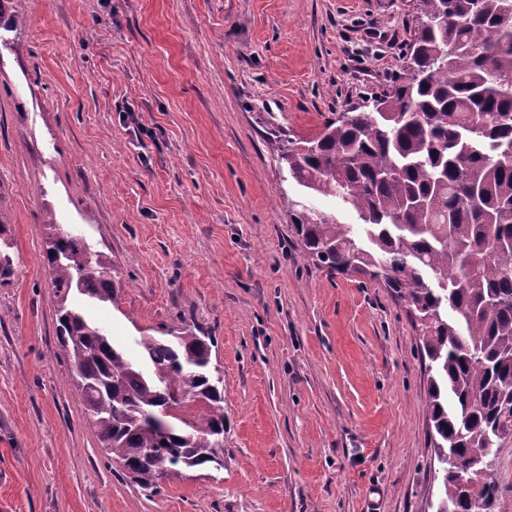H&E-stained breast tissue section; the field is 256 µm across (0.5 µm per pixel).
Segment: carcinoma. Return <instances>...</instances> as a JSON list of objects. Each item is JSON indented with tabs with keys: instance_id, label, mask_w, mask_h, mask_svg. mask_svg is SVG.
I'll return each mask as SVG.
<instances>
[{
	"instance_id": "carcinoma-1",
	"label": "carcinoma",
	"mask_w": 512,
	"mask_h": 512,
	"mask_svg": "<svg viewBox=\"0 0 512 512\" xmlns=\"http://www.w3.org/2000/svg\"><path fill=\"white\" fill-rule=\"evenodd\" d=\"M512 0H418L404 73L326 119L279 158L300 185L340 199L358 224L299 205L303 256L331 273L380 280L405 301L429 360L428 409L439 463L437 512H491L496 477L461 484L512 435ZM46 259L56 334L85 413L112 461L172 472L217 462L224 384L214 337L168 330L140 358L114 344L69 297L117 296L112 260L72 234ZM145 448L155 454H142Z\"/></svg>"
}]
</instances>
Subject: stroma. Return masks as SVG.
<instances>
[{
  "label": "stroma",
  "mask_w": 512,
  "mask_h": 512,
  "mask_svg": "<svg viewBox=\"0 0 512 512\" xmlns=\"http://www.w3.org/2000/svg\"><path fill=\"white\" fill-rule=\"evenodd\" d=\"M415 0H10L0 10V512H436L428 361L384 284L293 236L278 159L387 90ZM124 286L138 355L212 334L220 463L157 492L110 461L56 336L49 227Z\"/></svg>",
  "instance_id": "stroma-1"
}]
</instances>
